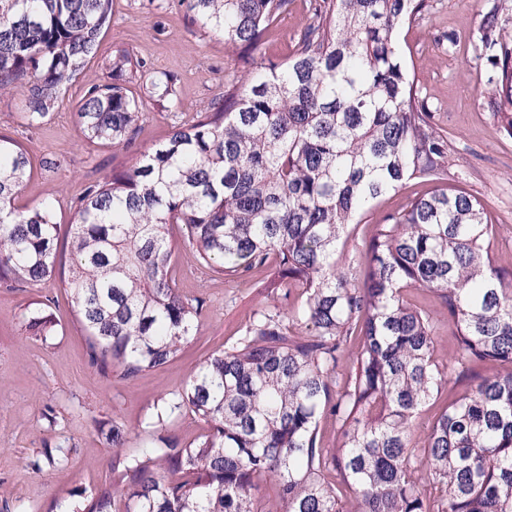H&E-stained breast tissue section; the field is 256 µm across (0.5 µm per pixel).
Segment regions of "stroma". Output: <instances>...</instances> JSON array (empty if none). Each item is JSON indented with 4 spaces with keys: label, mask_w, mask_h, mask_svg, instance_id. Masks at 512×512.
Listing matches in <instances>:
<instances>
[{
    "label": "stroma",
    "mask_w": 512,
    "mask_h": 512,
    "mask_svg": "<svg viewBox=\"0 0 512 512\" xmlns=\"http://www.w3.org/2000/svg\"><path fill=\"white\" fill-rule=\"evenodd\" d=\"M492 3L427 0L422 15L405 21L396 39L410 81L448 137L450 174L486 204L497 229V262L512 269V138L493 118L477 51V17ZM111 8L112 24L102 37L99 58L85 67L44 123L27 126L18 96H0V135L21 143L32 162L15 205L23 209L52 202L64 243L75 201L87 187L165 141L174 125L191 120L241 71L236 51L225 47L222 36L190 24L178 0H112ZM311 20L310 0H290L264 31L255 64L287 61ZM119 49L144 64L142 77L129 84L134 95L143 94L145 82L171 74L176 96L165 109L145 104L132 145L102 147L83 138L76 106L89 87L106 81L102 60ZM430 189L412 181L385 195L353 226L344 259L365 251L385 214ZM170 276L185 298L204 302L197 333L174 360L133 379L106 377L90 366L86 338L60 278L27 288L0 286V503L18 512H47L54 499L75 507L81 491L110 477L113 448L107 432L113 423L126 429L123 452L128 456L158 446L163 437L186 444L207 433V425L190 412H168V401L253 318L284 302L267 288L265 271L228 279L205 273L185 252L174 258ZM40 312L53 314L56 321L46 337L27 327L29 317ZM49 453L54 462H46Z\"/></svg>",
    "instance_id": "stroma-1"
}]
</instances>
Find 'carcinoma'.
I'll return each mask as SVG.
<instances>
[{"label": "carcinoma", "instance_id": "carcinoma-1", "mask_svg": "<svg viewBox=\"0 0 512 512\" xmlns=\"http://www.w3.org/2000/svg\"><path fill=\"white\" fill-rule=\"evenodd\" d=\"M192 22L224 36L244 61L224 96L173 127L131 166L91 185L70 224L63 268L54 209L19 210L31 175L23 146L0 136V283L24 288L61 274L88 360L124 379L174 359L203 310L168 279L176 250L226 278L272 267L288 315L254 319L209 357L170 411L209 433L135 456L116 452L113 480L70 511L262 512L261 482L280 512H512V270L495 258L482 200L448 183V137L403 68L396 33L426 0H315L284 63H249L290 0H179ZM512 0L480 15L478 50L490 105L512 137ZM111 0H0V91L22 96L36 126L93 59ZM109 81L77 111L85 139L129 145L142 101L127 87L144 68L129 53L104 62ZM171 75L147 96L163 108ZM433 183L375 225L354 267L340 259L350 224L410 181ZM182 224L183 245L170 226ZM429 292L455 346L436 354ZM52 315L28 327L45 336ZM496 367L492 375L480 368ZM454 397L415 433L444 391ZM339 435L323 446L320 420Z\"/></svg>", "mask_w": 512, "mask_h": 512}]
</instances>
